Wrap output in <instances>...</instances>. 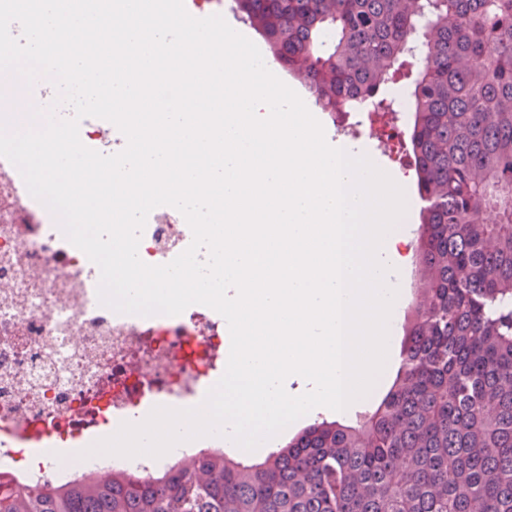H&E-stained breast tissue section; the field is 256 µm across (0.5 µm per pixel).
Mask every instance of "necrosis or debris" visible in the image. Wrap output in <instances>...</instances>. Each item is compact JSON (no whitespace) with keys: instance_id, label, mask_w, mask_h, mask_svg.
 Here are the masks:
<instances>
[{"instance_id":"1","label":"necrosis or debris","mask_w":512,"mask_h":512,"mask_svg":"<svg viewBox=\"0 0 512 512\" xmlns=\"http://www.w3.org/2000/svg\"><path fill=\"white\" fill-rule=\"evenodd\" d=\"M192 239L178 210L157 207L139 257L169 263ZM99 282L43 204L0 205V469L21 484L64 483L96 467L160 471L149 456H64L36 468L24 459L36 437L88 447L144 407L199 406L224 373L219 313L194 304L177 316L119 314L99 303Z\"/></svg>"}]
</instances>
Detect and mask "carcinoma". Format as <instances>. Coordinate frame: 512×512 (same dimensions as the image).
<instances>
[{
    "label": "carcinoma",
    "instance_id": "1",
    "mask_svg": "<svg viewBox=\"0 0 512 512\" xmlns=\"http://www.w3.org/2000/svg\"><path fill=\"white\" fill-rule=\"evenodd\" d=\"M235 5L326 112L393 111L381 89L420 54L419 277L395 379L362 421L315 422L261 460L37 486L0 471V512H512V0Z\"/></svg>",
    "mask_w": 512,
    "mask_h": 512
}]
</instances>
